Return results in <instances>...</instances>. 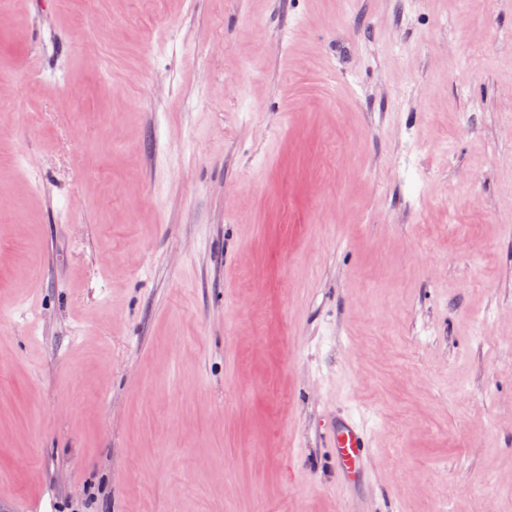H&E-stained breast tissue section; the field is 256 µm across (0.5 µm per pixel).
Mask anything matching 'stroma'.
Wrapping results in <instances>:
<instances>
[{"instance_id":"1","label":"stroma","mask_w":512,"mask_h":512,"mask_svg":"<svg viewBox=\"0 0 512 512\" xmlns=\"http://www.w3.org/2000/svg\"><path fill=\"white\" fill-rule=\"evenodd\" d=\"M0 80V512H512V0H0ZM329 448L336 451V470L341 481L354 487L362 477L361 461L369 451L370 439L363 428L351 416L339 417L328 429Z\"/></svg>"}]
</instances>
